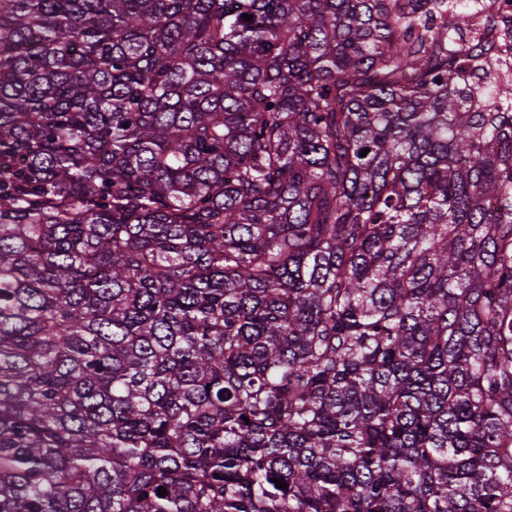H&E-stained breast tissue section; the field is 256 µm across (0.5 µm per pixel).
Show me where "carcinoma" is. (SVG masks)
I'll use <instances>...</instances> for the list:
<instances>
[{
    "mask_svg": "<svg viewBox=\"0 0 512 512\" xmlns=\"http://www.w3.org/2000/svg\"><path fill=\"white\" fill-rule=\"evenodd\" d=\"M487 6L0 0V512H512Z\"/></svg>",
    "mask_w": 512,
    "mask_h": 512,
    "instance_id": "obj_1",
    "label": "carcinoma"
}]
</instances>
